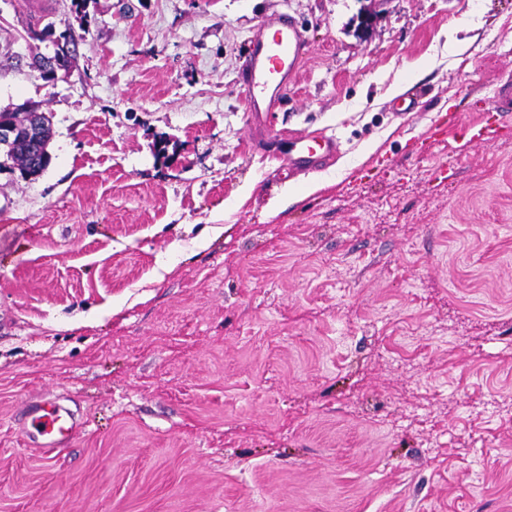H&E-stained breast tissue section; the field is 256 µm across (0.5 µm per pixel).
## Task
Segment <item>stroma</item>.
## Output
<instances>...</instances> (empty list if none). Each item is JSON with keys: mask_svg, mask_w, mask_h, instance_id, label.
Returning <instances> with one entry per match:
<instances>
[{"mask_svg": "<svg viewBox=\"0 0 512 512\" xmlns=\"http://www.w3.org/2000/svg\"><path fill=\"white\" fill-rule=\"evenodd\" d=\"M368 5L0 0V107L54 130L0 162V512H512V136L424 144L507 121L512 0ZM275 14L308 52L257 121ZM32 16L79 41L52 86ZM41 395L80 429L50 459ZM52 138L53 130L48 125L42 130L38 145L21 143L13 149L5 151L4 154L13 165L17 166L20 173L25 174V178L38 176L45 171L50 163L48 146ZM340 140L336 136H325L317 141L299 140L292 144L290 152L295 156L293 159L301 162L312 159L317 156L320 151L327 155L340 149Z\"/></svg>", "mask_w": 512, "mask_h": 512, "instance_id": "1", "label": "stroma"}]
</instances>
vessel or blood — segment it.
I'll use <instances>...</instances> for the list:
<instances>
[{
	"label": "vessel or blood",
	"instance_id": "obj_1",
	"mask_svg": "<svg viewBox=\"0 0 512 512\" xmlns=\"http://www.w3.org/2000/svg\"><path fill=\"white\" fill-rule=\"evenodd\" d=\"M304 53V43L296 27L281 16L265 19L253 33L243 67V80L252 114L271 111L287 88ZM340 140L326 136L319 140H299L290 151L304 162L321 153L339 150ZM26 434L44 454H52L78 431L70 412L57 401L43 398L26 406Z\"/></svg>",
	"mask_w": 512,
	"mask_h": 512
}]
</instances>
